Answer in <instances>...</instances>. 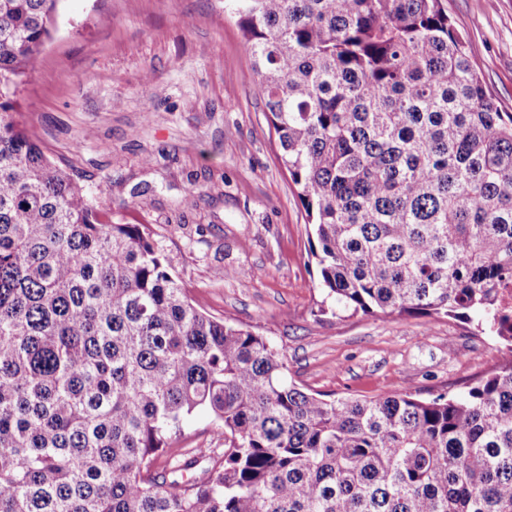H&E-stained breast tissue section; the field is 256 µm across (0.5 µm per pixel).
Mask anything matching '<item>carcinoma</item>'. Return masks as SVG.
Masks as SVG:
<instances>
[{"label":"carcinoma","mask_w":512,"mask_h":512,"mask_svg":"<svg viewBox=\"0 0 512 512\" xmlns=\"http://www.w3.org/2000/svg\"><path fill=\"white\" fill-rule=\"evenodd\" d=\"M61 0H0V512H512V113L448 0H233L325 299L478 316L509 359L459 394L325 399L195 307L14 117ZM207 410L224 449L153 473Z\"/></svg>","instance_id":"1"}]
</instances>
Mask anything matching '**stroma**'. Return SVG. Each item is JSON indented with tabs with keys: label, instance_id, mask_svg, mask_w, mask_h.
I'll return each mask as SVG.
<instances>
[{
	"label": "stroma",
	"instance_id": "obj_1",
	"mask_svg": "<svg viewBox=\"0 0 512 512\" xmlns=\"http://www.w3.org/2000/svg\"><path fill=\"white\" fill-rule=\"evenodd\" d=\"M448 16L512 113V0H448ZM243 43L230 0H61L15 117L104 219L147 228L196 307L266 338L299 387L360 399L463 391L504 359L475 324L320 313L304 210ZM223 445L205 411L173 443L203 458Z\"/></svg>",
	"mask_w": 512,
	"mask_h": 512
}]
</instances>
